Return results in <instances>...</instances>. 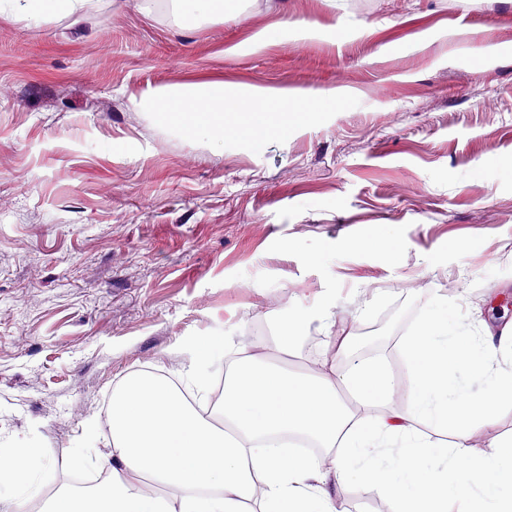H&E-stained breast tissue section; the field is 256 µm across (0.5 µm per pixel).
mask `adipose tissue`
<instances>
[{
    "mask_svg": "<svg viewBox=\"0 0 512 512\" xmlns=\"http://www.w3.org/2000/svg\"><path fill=\"white\" fill-rule=\"evenodd\" d=\"M156 106L187 117L189 131L214 139L222 127L224 86L159 89ZM453 311L435 303L405 341L412 367L404 404L379 359L351 362L353 338H334L336 359L303 373L276 364L297 350L300 317H290L272 342L234 351L224 392L211 400L202 373L180 383L142 371L112 393V446L99 457L105 478L87 490H59L41 512H336V492L363 464L393 502V512H512V440L474 454L429 432L465 437L493 423L512 402V367L493 368L512 339L458 334ZM469 365L490 375L485 397L453 377ZM301 436L330 455L323 465L282 445ZM401 438L395 464L382 450ZM44 448H0V480L26 492L42 471Z\"/></svg>",
    "mask_w": 512,
    "mask_h": 512,
    "instance_id": "obj_1",
    "label": "adipose tissue"
}]
</instances>
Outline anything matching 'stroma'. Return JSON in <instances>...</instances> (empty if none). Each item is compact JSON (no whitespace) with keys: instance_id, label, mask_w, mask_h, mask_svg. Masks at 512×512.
Segmentation results:
<instances>
[{"instance_id":"obj_1","label":"stroma","mask_w":512,"mask_h":512,"mask_svg":"<svg viewBox=\"0 0 512 512\" xmlns=\"http://www.w3.org/2000/svg\"><path fill=\"white\" fill-rule=\"evenodd\" d=\"M159 3L0 18V448L49 450L37 501L97 477L113 390L180 379L199 338L299 314L314 367L331 316L401 380L427 304L469 335L512 324V0ZM217 82L219 150L149 101ZM268 87L310 99L243 108ZM336 507L392 502L355 481ZM183 14L188 19H196L200 15L222 13L224 11L223 0H179Z\"/></svg>"}]
</instances>
